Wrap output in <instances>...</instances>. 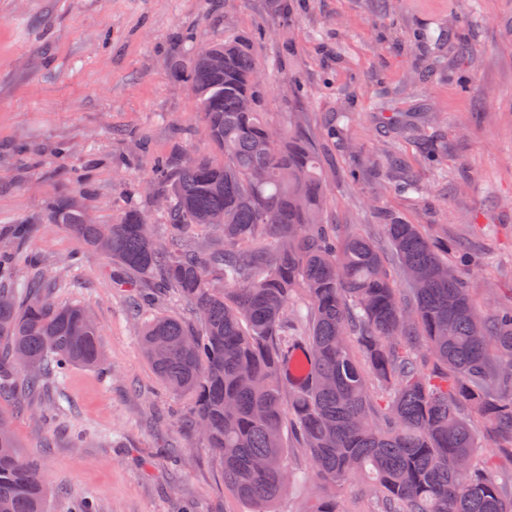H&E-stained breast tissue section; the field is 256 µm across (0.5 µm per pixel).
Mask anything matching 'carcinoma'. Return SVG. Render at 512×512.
<instances>
[{
  "mask_svg": "<svg viewBox=\"0 0 512 512\" xmlns=\"http://www.w3.org/2000/svg\"><path fill=\"white\" fill-rule=\"evenodd\" d=\"M224 69L194 56L186 78L209 153L153 170L173 233L160 245L127 209L93 224L68 200L48 219L128 270L159 274L196 315L145 325L140 344L173 391L193 396L192 425L220 455L224 485L252 512L298 478L285 431L320 483L375 481L367 512H512V474L495 478L475 448L512 450V302L479 314L448 244L394 217L384 224L405 286L377 247L327 222L325 174L309 138L262 117L249 40L212 44ZM224 213V223L209 217ZM206 228L204 244L196 229ZM55 281L0 265V373L44 391L75 365L103 362L96 324L52 300ZM49 489L0 414V512H46Z\"/></svg>",
  "mask_w": 512,
  "mask_h": 512,
  "instance_id": "obj_1",
  "label": "carcinoma"
}]
</instances>
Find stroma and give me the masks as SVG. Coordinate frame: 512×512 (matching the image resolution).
<instances>
[{
    "label": "stroma",
    "instance_id": "obj_1",
    "mask_svg": "<svg viewBox=\"0 0 512 512\" xmlns=\"http://www.w3.org/2000/svg\"><path fill=\"white\" fill-rule=\"evenodd\" d=\"M444 28L440 43L408 41ZM242 33L266 79L263 112L319 149L330 223L383 250L388 215L431 238L485 243L466 274L478 310L512 296V0H0V262L61 281L55 303L92 312L106 363L22 404L0 398L49 512L83 497L101 512H250L192 429L191 397L170 391L139 347L142 315L186 309L169 294L135 315L157 277L123 274L47 216L70 198L96 224L133 207L164 236L151 167L206 145L183 73L196 49ZM391 112L410 113L426 146L399 141ZM408 175L425 195L399 191ZM48 399L50 424L39 417ZM288 453L304 479L275 512H306L319 492L338 512H365L368 478L320 491L305 449Z\"/></svg>",
    "mask_w": 512,
    "mask_h": 512
}]
</instances>
